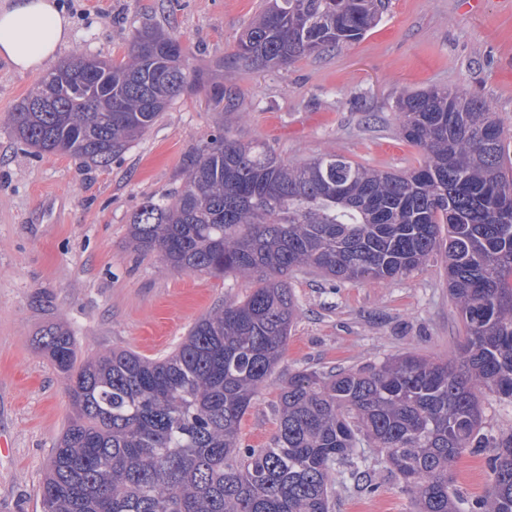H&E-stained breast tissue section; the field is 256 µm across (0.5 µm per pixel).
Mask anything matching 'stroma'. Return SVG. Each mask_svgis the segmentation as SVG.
<instances>
[{"mask_svg":"<svg viewBox=\"0 0 512 512\" xmlns=\"http://www.w3.org/2000/svg\"><path fill=\"white\" fill-rule=\"evenodd\" d=\"M83 52L122 59L134 30L157 26L185 50L188 70L210 85L184 93L106 166L40 155L16 139L9 115L41 79L0 59V512H42L38 489L72 409L62 375L37 347L43 330L67 328L80 357L118 348L147 357L172 350L191 326L251 279L164 268L128 245L133 212L179 189L189 155L217 127L263 142L287 160L336 152L367 167L408 172L423 153L399 135L393 108L404 90L461 88L489 102L512 143V0H390L362 39L281 68L232 57L260 0H60ZM233 88L227 109L213 84ZM288 281L299 315L285 355L241 423L246 443L276 431L278 387L289 371L362 367L415 349L453 357L463 340L440 258L395 281L330 285L300 270ZM492 451L464 453L455 488L475 498L492 482ZM377 494L336 484L334 512H415L410 495L372 450Z\"/></svg>","mask_w":512,"mask_h":512,"instance_id":"1","label":"stroma"}]
</instances>
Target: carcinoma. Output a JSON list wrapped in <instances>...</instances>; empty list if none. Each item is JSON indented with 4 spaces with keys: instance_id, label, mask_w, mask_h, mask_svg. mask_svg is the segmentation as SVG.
<instances>
[{
    "instance_id": "carcinoma-1",
    "label": "carcinoma",
    "mask_w": 512,
    "mask_h": 512,
    "mask_svg": "<svg viewBox=\"0 0 512 512\" xmlns=\"http://www.w3.org/2000/svg\"><path fill=\"white\" fill-rule=\"evenodd\" d=\"M386 0H263L237 41L248 67H286L361 39ZM174 37L143 27L122 60L90 75L74 54L11 113L38 154L108 165L201 74ZM151 43L154 53H143ZM419 167L389 172L324 153L285 160L219 131L190 157L183 185L132 214L135 251L190 273L254 278L251 292L199 319L168 354L78 358L71 333L39 348L66 381L73 415L55 445L43 512H331L336 479L373 494L357 462L374 449L417 512H512V433H483V394L512 402V145L490 104L431 86L395 99ZM440 256L464 331L451 359L407 352L374 365L288 373L266 448L240 425L281 360L298 305L288 274L332 283L394 280ZM493 444L492 484L473 500L451 467Z\"/></svg>"
}]
</instances>
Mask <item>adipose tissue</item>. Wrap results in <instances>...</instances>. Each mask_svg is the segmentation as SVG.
Returning <instances> with one entry per match:
<instances>
[{
	"label": "adipose tissue",
	"mask_w": 512,
	"mask_h": 512,
	"mask_svg": "<svg viewBox=\"0 0 512 512\" xmlns=\"http://www.w3.org/2000/svg\"><path fill=\"white\" fill-rule=\"evenodd\" d=\"M72 40L58 0H0V57L19 72H35Z\"/></svg>",
	"instance_id": "1"
}]
</instances>
